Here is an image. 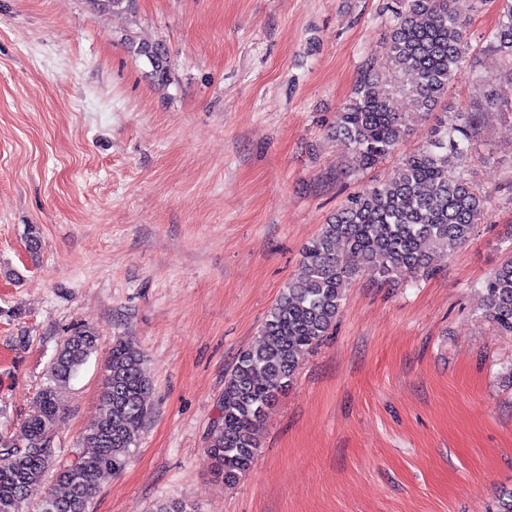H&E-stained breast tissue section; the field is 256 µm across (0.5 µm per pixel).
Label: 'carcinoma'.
<instances>
[{
  "instance_id": "carcinoma-1",
  "label": "carcinoma",
  "mask_w": 512,
  "mask_h": 512,
  "mask_svg": "<svg viewBox=\"0 0 512 512\" xmlns=\"http://www.w3.org/2000/svg\"><path fill=\"white\" fill-rule=\"evenodd\" d=\"M95 10L122 13L135 0H90ZM501 21L489 46L512 64V0H500ZM456 0H392L385 66L364 60L352 95L336 115V136L346 140L363 168L393 154L413 123L448 102V88L466 61L467 19ZM147 58L158 84L169 81V61L159 43L134 46ZM397 96L404 110L394 112ZM476 107L434 125L425 141L402 158L388 181L353 195L305 246L298 273L288 282L262 325V341L242 350L224 378L220 420L207 453L214 477L236 484L253 466L257 432L266 410L293 378L299 357L319 345L339 313L344 282L376 264L386 275L433 270L465 243L481 223L488 196L458 160L468 153L478 120ZM343 249H338V245ZM486 316L512 335V254L483 287ZM98 336L80 325L58 344L46 381L23 421L21 443L0 436V512H20L31 487L52 478L54 488L39 512H93L101 478L122 471L149 416L151 388L142 355L116 339L104 361L97 417L83 429L84 451L55 463L54 440L62 421L58 391L70 383L97 348Z\"/></svg>"
}]
</instances>
